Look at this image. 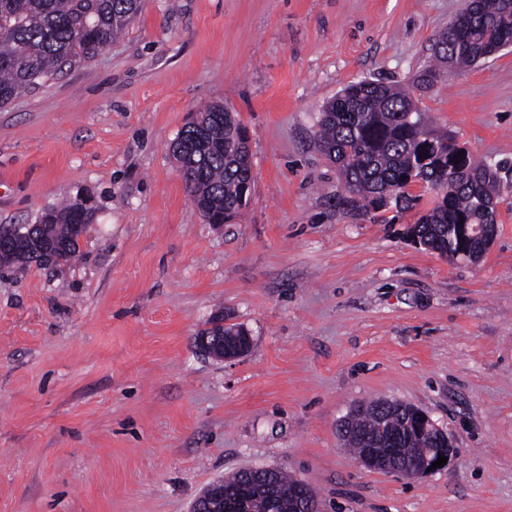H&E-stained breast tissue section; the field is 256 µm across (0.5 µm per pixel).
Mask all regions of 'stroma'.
I'll return each mask as SVG.
<instances>
[{"instance_id":"1","label":"stroma","mask_w":512,"mask_h":512,"mask_svg":"<svg viewBox=\"0 0 512 512\" xmlns=\"http://www.w3.org/2000/svg\"><path fill=\"white\" fill-rule=\"evenodd\" d=\"M467 0H142L93 61L0 107V224L80 196L70 265L0 268V512H191L213 480L278 467L323 512H512V187L477 262L425 251L341 205L316 146L349 83L412 91L479 160L512 164V48L427 90L413 79ZM224 104L249 133L242 218L206 223L170 146ZM252 337L221 361L215 315ZM424 410L455 459L417 477L363 467L351 406ZM228 327L229 326L224 325V320L211 325L208 330L198 337L199 346L209 355L224 359V361H232L244 356L252 344L250 334L245 329L243 331L244 336H240L239 329L232 334L233 327ZM225 330L227 333L226 336H229L225 340V344L227 349L230 351H234L236 349L238 345L237 336H240L239 347L234 353H227L224 351Z\"/></svg>"}]
</instances>
